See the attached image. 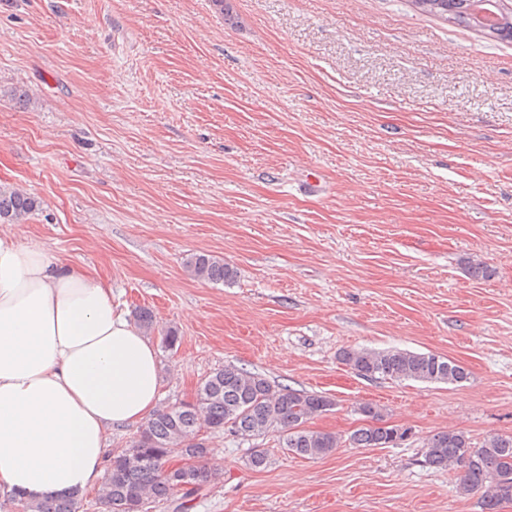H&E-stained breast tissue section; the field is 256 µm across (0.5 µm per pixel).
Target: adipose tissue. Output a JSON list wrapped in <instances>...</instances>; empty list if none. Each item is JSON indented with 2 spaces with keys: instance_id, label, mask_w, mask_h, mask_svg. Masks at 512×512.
Wrapping results in <instances>:
<instances>
[{
  "instance_id": "1",
  "label": "adipose tissue",
  "mask_w": 512,
  "mask_h": 512,
  "mask_svg": "<svg viewBox=\"0 0 512 512\" xmlns=\"http://www.w3.org/2000/svg\"><path fill=\"white\" fill-rule=\"evenodd\" d=\"M159 390L105 279L0 234V487L38 502L100 485L109 432L144 423Z\"/></svg>"
}]
</instances>
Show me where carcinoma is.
Returning <instances> with one entry per match:
<instances>
[{
  "label": "carcinoma",
  "mask_w": 512,
  "mask_h": 512,
  "mask_svg": "<svg viewBox=\"0 0 512 512\" xmlns=\"http://www.w3.org/2000/svg\"><path fill=\"white\" fill-rule=\"evenodd\" d=\"M422 15L441 18L470 29L490 41L512 43V0H410ZM40 207L31 193L0 185V223L26 220ZM191 276L211 283H224L236 271L215 256L199 253L186 261ZM341 360L359 376L392 381L413 380L459 385L468 380L466 369L433 353L399 348L345 350ZM333 400L317 393L275 388L258 372L227 364L205 377L191 403L164 406L147 420L139 437L129 447L112 453L107 475L98 493L106 512H148L150 503H167L180 497L179 509L221 479V473L201 464L208 448L203 432L228 430L243 439L279 433L283 447L309 459L320 458L342 447L336 433L306 427L315 415L331 410ZM405 432L396 427H364L350 436L362 448H384L398 444ZM426 463L456 471L460 488L480 494L482 512H499L512 501V435L495 434L475 447L460 431L448 429L429 438ZM189 460L190 467L175 460ZM5 501L23 512H79L82 495L21 503L14 492Z\"/></svg>",
  "instance_id": "obj_1"
}]
</instances>
